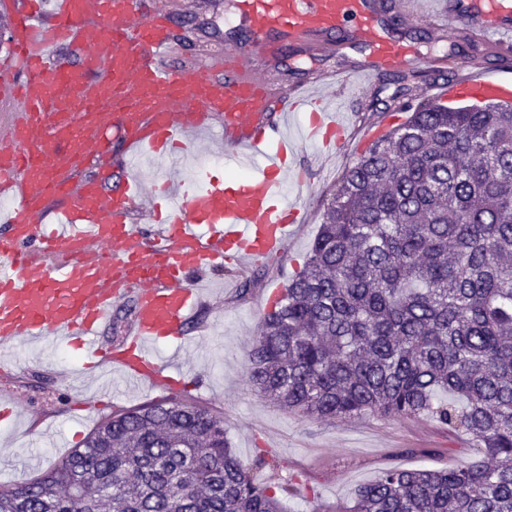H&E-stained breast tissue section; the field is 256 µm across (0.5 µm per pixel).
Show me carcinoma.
<instances>
[{
  "label": "carcinoma",
  "instance_id": "cac0c4a2",
  "mask_svg": "<svg viewBox=\"0 0 512 512\" xmlns=\"http://www.w3.org/2000/svg\"><path fill=\"white\" fill-rule=\"evenodd\" d=\"M347 168L302 270L264 314L246 382L322 420L429 416L481 458L384 468L345 512H512V104L404 98ZM278 462L175 398L113 412L0 512H280Z\"/></svg>",
  "mask_w": 512,
  "mask_h": 512
}]
</instances>
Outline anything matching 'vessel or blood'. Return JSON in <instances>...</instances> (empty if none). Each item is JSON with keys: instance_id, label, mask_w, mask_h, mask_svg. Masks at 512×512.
<instances>
[{"instance_id": "1", "label": "vessel or blood", "mask_w": 512, "mask_h": 512, "mask_svg": "<svg viewBox=\"0 0 512 512\" xmlns=\"http://www.w3.org/2000/svg\"><path fill=\"white\" fill-rule=\"evenodd\" d=\"M422 21L431 30L452 14L470 33L512 55V0H437ZM246 42L226 40L209 64L180 73L167 64L178 44L172 15L142 0H22L14 13L15 61L0 78V99L14 112L0 123V369L9 350L53 338L77 351L85 370L109 365L130 385L170 391L177 379L157 347L187 343L185 324L201 296L192 273L229 264L247 268L287 255L303 218L282 191L294 177L288 125L300 119L303 141L334 157L347 127L325 95L272 85L249 63L251 53L300 47H361L352 69L329 86L356 96L381 71L419 62L412 42L393 36L379 0H233ZM78 52L53 58L54 49ZM451 100H511L512 80L466 74L442 85ZM120 139L126 159L104 158ZM221 142L238 181L210 169L193 177L168 170L141 197L130 159H164ZM101 174L84 177L91 165ZM150 210L159 229L134 225ZM53 223H46L47 215ZM136 294L130 336L121 348L102 341L114 303Z\"/></svg>"}]
</instances>
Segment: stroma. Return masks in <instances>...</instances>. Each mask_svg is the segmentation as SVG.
I'll return each mask as SVG.
<instances>
[{"label": "stroma", "instance_id": "obj_1", "mask_svg": "<svg viewBox=\"0 0 512 512\" xmlns=\"http://www.w3.org/2000/svg\"><path fill=\"white\" fill-rule=\"evenodd\" d=\"M145 5L177 13L179 47L170 62L174 71L223 53L224 31L234 24L225 0H145ZM390 31L413 37L426 62L373 78L350 106L354 139L335 161H325L311 144L299 143L296 162L306 172L301 182L289 184L288 192L302 203L305 221L288 256L264 260L244 272L229 267L211 273V280L222 284L223 291L195 314L199 339L178 352L168 345L160 350L164 357L178 354L184 366L194 369L198 384L189 387L188 397L223 414L229 443L244 465L263 453L280 459L273 479L294 488L281 500L283 512H334L349 504L358 485L371 481L385 467L437 469L475 458L466 436L446 432L429 418L306 419L274 406L244 382L247 351L270 307L271 291L285 287L303 268L338 180L362 153L358 135L386 111L392 94L405 88L416 98H428V85L444 80L430 62L445 56L451 66L468 72L512 77V67H503L490 47L463 30L449 28L444 40L431 42L417 38L415 25L403 18ZM345 62L332 50L312 56L298 48L254 59L278 87L300 85ZM16 355L18 369L10 375L0 373V394L14 397L21 414L52 421L56 437L51 440L23 428L0 432V488L27 482L38 470L65 457L68 449L82 446L90 429L75 426L70 418L79 406L98 405L105 416L161 398L157 392L128 390L117 375L78 384L80 355L50 338L36 348L18 345Z\"/></svg>", "mask_w": 512, "mask_h": 512}]
</instances>
